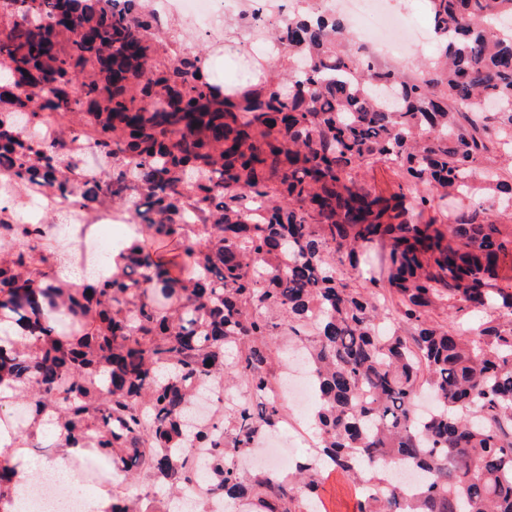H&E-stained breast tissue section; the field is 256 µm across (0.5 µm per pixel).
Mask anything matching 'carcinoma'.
<instances>
[{"label": "carcinoma", "mask_w": 512, "mask_h": 512, "mask_svg": "<svg viewBox=\"0 0 512 512\" xmlns=\"http://www.w3.org/2000/svg\"><path fill=\"white\" fill-rule=\"evenodd\" d=\"M34 2L18 18L0 0V164L87 212L119 202L140 228L109 274L68 284L0 232L16 252L0 266V390L117 472L184 492L197 472L179 452L209 448L215 495L303 512L316 464L248 487L236 464L282 418L267 392L287 332L311 371L324 460L370 475L357 512H512V284L485 278L512 245L497 224L512 211L498 165L512 160V0H428L437 53L410 74L349 50L344 22L306 0L270 27L276 65L254 61L232 94L159 32L150 0ZM64 4L79 25L97 19L95 41L30 56ZM51 110L68 118L56 144L37 133ZM76 137L100 178L64 151ZM378 163L400 171L410 205L356 183ZM450 203L451 223H419ZM145 238L178 240L193 275L172 274ZM378 239L391 299L355 284L356 253ZM474 310L485 318L469 329L434 319ZM216 380L250 398L203 426L194 407ZM425 386L436 406L418 415ZM395 466L425 479L407 494L378 477ZM15 475L0 462V512ZM141 500L114 495L110 512Z\"/></svg>", "instance_id": "obj_1"}]
</instances>
